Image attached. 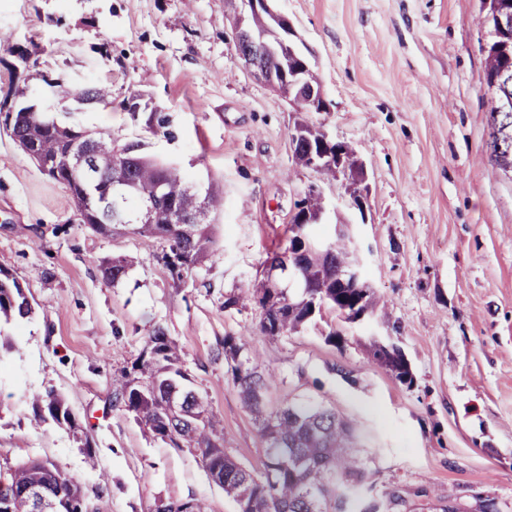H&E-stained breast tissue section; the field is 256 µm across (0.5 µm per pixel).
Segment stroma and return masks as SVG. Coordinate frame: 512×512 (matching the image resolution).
Instances as JSON below:
<instances>
[{"instance_id":"35a3bbf8","label":"stroma","mask_w":512,"mask_h":512,"mask_svg":"<svg viewBox=\"0 0 512 512\" xmlns=\"http://www.w3.org/2000/svg\"><path fill=\"white\" fill-rule=\"evenodd\" d=\"M312 53L330 105L309 113L363 161L367 208L353 225L362 270L386 303L382 323L348 325L325 311L299 332L269 337L257 307L229 294L261 280L285 246L307 187L348 214L344 176L320 180L292 157V105L238 58L226 0H0V29L50 78L112 85L88 107L29 88L43 112L120 146L211 176L224 190L219 250L174 279L164 241L82 224L67 190L16 145L0 112V268L33 313L0 326V470L39 459L79 482L92 512H158L203 501L238 512L199 453L157 439L116 402L162 328L182 348L186 385L223 420L225 452L261 473L266 442L242 406L224 339L241 336L276 377L271 408L332 409L357 435L360 472L340 481L327 512H429L491 498L512 512V179L486 147L485 0H274ZM0 45V101L28 69ZM136 100L139 111L127 108ZM163 113L164 128L148 124ZM136 254L120 281L104 261ZM339 340H332L334 332ZM397 344L412 379L368 359L375 338ZM55 391L88 432L97 463L68 427L35 424L33 396Z\"/></svg>"}]
</instances>
